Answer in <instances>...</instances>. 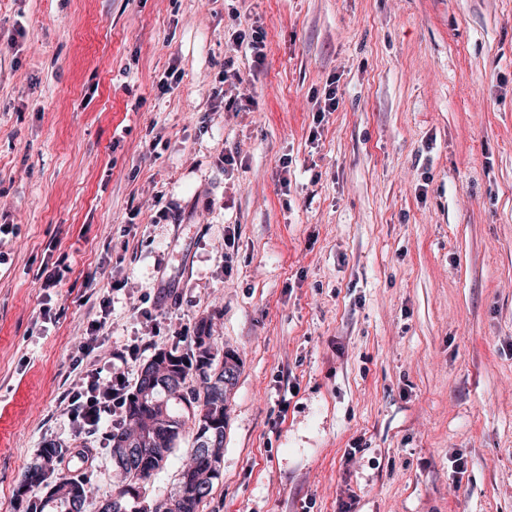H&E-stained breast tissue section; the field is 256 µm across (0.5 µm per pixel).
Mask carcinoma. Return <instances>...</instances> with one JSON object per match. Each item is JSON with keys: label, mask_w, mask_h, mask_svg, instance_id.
Listing matches in <instances>:
<instances>
[{"label": "carcinoma", "mask_w": 512, "mask_h": 512, "mask_svg": "<svg viewBox=\"0 0 512 512\" xmlns=\"http://www.w3.org/2000/svg\"><path fill=\"white\" fill-rule=\"evenodd\" d=\"M203 335L213 339L211 323L205 320L198 324L187 352L159 350L153 356V378L138 377L124 416L107 438L109 453L129 449L127 462L120 466L123 483L113 497L100 503L98 512H199L210 495L221 474L228 394L241 361L233 351L220 352L213 342L208 352H199ZM189 424L195 430V446L175 490L148 506H136L139 489L164 468ZM60 455L51 445L42 449L40 463L24 473L20 489L47 481ZM85 505V478L63 475L49 484L37 512H85Z\"/></svg>", "instance_id": "cac0c4a2"}]
</instances>
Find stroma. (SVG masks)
<instances>
[{"instance_id": "35a3bbf8", "label": "stroma", "mask_w": 512, "mask_h": 512, "mask_svg": "<svg viewBox=\"0 0 512 512\" xmlns=\"http://www.w3.org/2000/svg\"><path fill=\"white\" fill-rule=\"evenodd\" d=\"M1 224L0 512L49 443L96 512L74 357L131 386L204 318L243 364L200 512H512V0H0ZM234 39L240 46L245 44V46L254 55L256 63L261 64L263 62L265 59V42L261 29L251 28L250 32H246L245 30H238L235 33ZM233 63L227 62V64H224V73L221 76L220 83H224V95H222L223 90H221V93L219 92L216 96V101L214 102V109L221 107V105L225 101V107H236V111H241L242 106L240 105V108L237 107L238 105V98L237 96L233 94V91L237 89V85L242 82V79L240 78V75L238 72L232 68ZM228 85V88H225V85ZM222 95V96H221ZM227 98V100H226Z\"/></svg>"}]
</instances>
